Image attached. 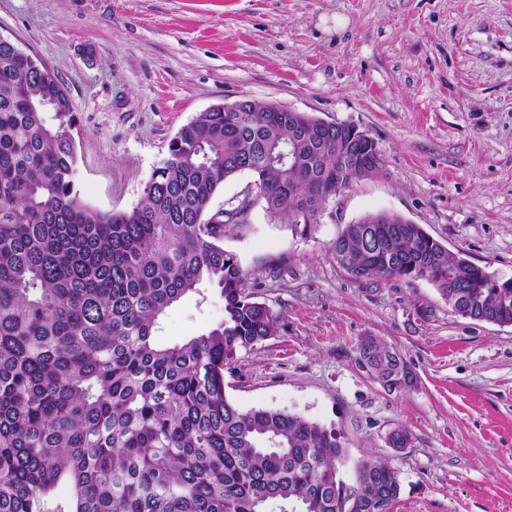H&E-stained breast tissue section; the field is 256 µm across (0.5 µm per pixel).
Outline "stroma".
Instances as JSON below:
<instances>
[{
    "mask_svg": "<svg viewBox=\"0 0 512 512\" xmlns=\"http://www.w3.org/2000/svg\"><path fill=\"white\" fill-rule=\"evenodd\" d=\"M0 35L67 90L76 189L101 212L135 207L171 138L219 104L276 103L371 136L382 171L309 228L271 219L250 175L215 194L214 215L250 201L223 244L279 317L225 370V395L336 431L345 484L364 459L398 470L393 512H512V325L452 312L422 279L354 280L329 251L345 225L387 212L512 277V0H0ZM223 319L205 284L155 339ZM366 336L401 351L414 385L387 389L360 365ZM399 426L401 451L386 441Z\"/></svg>",
    "mask_w": 512,
    "mask_h": 512,
    "instance_id": "stroma-1",
    "label": "stroma"
}]
</instances>
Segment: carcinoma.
<instances>
[{"label": "carcinoma", "mask_w": 512, "mask_h": 512, "mask_svg": "<svg viewBox=\"0 0 512 512\" xmlns=\"http://www.w3.org/2000/svg\"><path fill=\"white\" fill-rule=\"evenodd\" d=\"M247 110L201 112L168 144L139 204L85 205L74 188L79 120L53 72L0 41V512H372L396 502L400 474L360 462L338 478L345 446L332 429L277 409L241 411L224 393L237 353L266 340L279 318L246 293L247 275L207 217L224 182L255 177L266 211L316 223L329 174L344 165L336 137L314 119ZM376 159L374 142L356 145ZM329 250L357 281L424 279L478 321L512 322V287L443 249L419 224L365 217ZM219 289L224 320L160 346L166 310L202 283ZM359 361L393 373L395 348L367 336Z\"/></svg>", "instance_id": "obj_1"}]
</instances>
